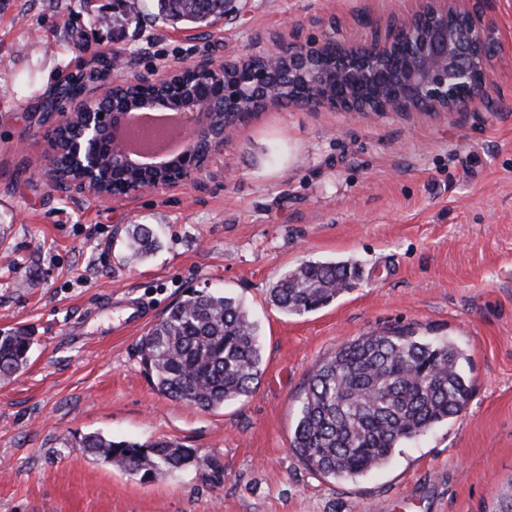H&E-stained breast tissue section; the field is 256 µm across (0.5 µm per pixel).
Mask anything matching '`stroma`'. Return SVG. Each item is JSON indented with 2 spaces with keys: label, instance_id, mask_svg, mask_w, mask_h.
<instances>
[{
  "label": "stroma",
  "instance_id": "1",
  "mask_svg": "<svg viewBox=\"0 0 512 512\" xmlns=\"http://www.w3.org/2000/svg\"><path fill=\"white\" fill-rule=\"evenodd\" d=\"M97 23L113 0H0V332L27 329V367L0 380V512H495L512 492V0L491 15L502 51L494 108L460 118L363 119L272 107L239 125L194 186L103 200L58 195L37 171L42 113L62 85L120 50L127 73L202 56H246L297 33L368 44L421 0H237L210 34L154 20ZM133 224L160 246L126 257ZM306 260H349L360 279L302 316L270 305ZM224 289L258 324L264 374L246 400L204 411L158 394L140 331L92 302L126 294L163 313L187 291ZM453 339L472 395L387 466L337 481L290 449L308 374L346 341L394 329ZM99 433L160 438L218 459L151 478L80 448Z\"/></svg>",
  "mask_w": 512,
  "mask_h": 512
}]
</instances>
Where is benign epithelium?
I'll return each instance as SVG.
<instances>
[{"instance_id": "1", "label": "benign epithelium", "mask_w": 512, "mask_h": 512, "mask_svg": "<svg viewBox=\"0 0 512 512\" xmlns=\"http://www.w3.org/2000/svg\"><path fill=\"white\" fill-rule=\"evenodd\" d=\"M490 7L491 0H425L421 9L400 18L393 28L376 34L371 44L363 46L333 40L322 44L304 43L294 34L287 40L279 38L276 47L257 51V58L264 67L255 71L253 111L260 112L275 101L277 84L270 81L268 75L277 71L284 58L288 59L290 71L305 73L315 85L361 83L376 87L385 76L400 90L397 98L383 97L377 105L351 96H316L305 101L309 106L362 115L428 112L450 117L467 115L482 108L487 110L493 101L492 46L497 44L494 27L488 17ZM326 50L335 60V68L331 72L314 65L315 58ZM248 61L247 57L228 56L219 62L203 57L189 65H163L146 74L134 75L129 83L161 86L186 74L201 71L220 74L224 70L244 67ZM92 82V76L81 79L76 89L66 97L64 107H48L45 122L49 123V149L39 171L44 182L56 177L59 148L54 139L55 131L80 113L87 116L85 133L71 144L70 152L82 169L95 173L101 168V141L107 135L112 147L119 151V165L125 170L165 172L163 177L135 186V194L144 190L197 184L211 162L224 154V144L239 126L234 120L224 123L221 131H216L213 121L215 102L198 95L191 83L183 86V94L177 101L145 103L123 112L103 113L98 105L111 96L112 88L121 83V78L94 87L90 86ZM160 108L189 114L185 150L176 158L140 162L126 153L121 129L129 113ZM202 139L209 141L210 150L200 160L196 144Z\"/></svg>"}]
</instances>
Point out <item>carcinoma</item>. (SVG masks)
I'll use <instances>...</instances> for the list:
<instances>
[{
    "instance_id": "1",
    "label": "carcinoma",
    "mask_w": 512,
    "mask_h": 512,
    "mask_svg": "<svg viewBox=\"0 0 512 512\" xmlns=\"http://www.w3.org/2000/svg\"><path fill=\"white\" fill-rule=\"evenodd\" d=\"M226 0H157L156 16L180 28H209L224 17ZM248 71L200 76L208 93L222 92L246 80ZM282 103L300 93L302 78L279 75ZM139 92L128 84L110 111L135 102ZM155 238L145 224L130 234L129 259L153 250ZM356 266L336 260H307L282 275L270 290L271 304L298 316L330 303L349 289ZM33 339L24 328L0 333V378L23 370ZM144 375L160 394L204 411L252 395L262 374L257 324L243 303L222 289L192 290L167 308L138 341ZM467 359L452 341L418 336L409 330L386 331L343 343L306 380L290 448L326 477L353 479L385 466L396 448L436 425L458 416L470 398L464 371ZM81 447L117 469L153 476L194 467L218 481L224 467L165 439L140 444L98 433Z\"/></svg>"
}]
</instances>
